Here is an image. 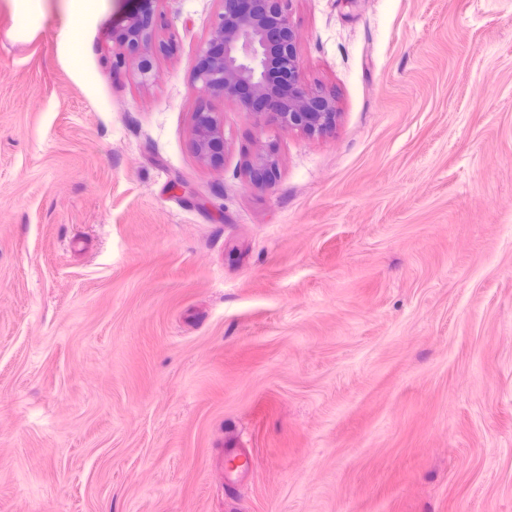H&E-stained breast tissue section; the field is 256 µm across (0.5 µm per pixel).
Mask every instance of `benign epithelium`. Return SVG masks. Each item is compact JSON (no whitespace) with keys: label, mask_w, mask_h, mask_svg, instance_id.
Returning a JSON list of instances; mask_svg holds the SVG:
<instances>
[{"label":"benign epithelium","mask_w":512,"mask_h":512,"mask_svg":"<svg viewBox=\"0 0 512 512\" xmlns=\"http://www.w3.org/2000/svg\"><path fill=\"white\" fill-rule=\"evenodd\" d=\"M129 16L121 32L126 55L138 60L146 80L152 65L146 57L153 31L148 4ZM212 39L199 55L196 88L240 101L253 111L240 90L247 89L270 105L256 111L264 122L308 135L326 131L335 122L333 99L303 85L297 35L288 17L290 0H222ZM195 148L201 160L224 165V130L219 113L200 110L194 115ZM244 172L253 185H269L277 174L276 151L268 148L245 160Z\"/></svg>","instance_id":"benign-epithelium-1"}]
</instances>
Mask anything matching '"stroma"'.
Instances as JSON below:
<instances>
[{
    "instance_id": "obj_1",
    "label": "stroma",
    "mask_w": 512,
    "mask_h": 512,
    "mask_svg": "<svg viewBox=\"0 0 512 512\" xmlns=\"http://www.w3.org/2000/svg\"><path fill=\"white\" fill-rule=\"evenodd\" d=\"M136 7L0 0V512H512V0H290L315 136ZM140 1L143 7L129 16L127 24L121 32V43L126 55L138 59V70L143 80H147L152 72V65L146 57L153 31V13L147 7L153 0ZM195 148L201 160L212 166L224 164L223 121L218 112L200 109L194 115ZM244 172L253 185H269L277 174L276 151L268 146L266 151H259L245 160Z\"/></svg>"
}]
</instances>
